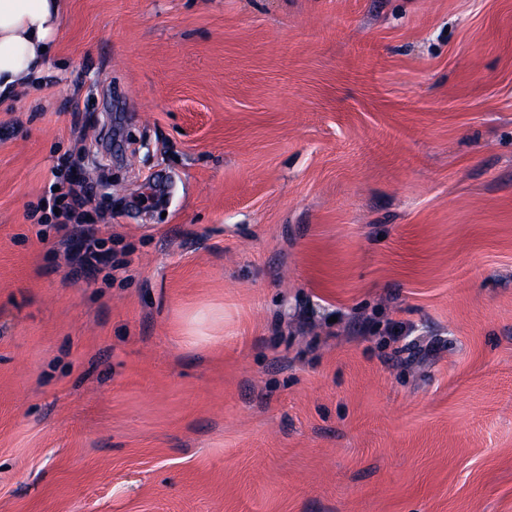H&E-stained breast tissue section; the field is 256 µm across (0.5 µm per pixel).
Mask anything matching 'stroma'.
<instances>
[{
    "label": "stroma",
    "instance_id": "35a3bbf8",
    "mask_svg": "<svg viewBox=\"0 0 512 512\" xmlns=\"http://www.w3.org/2000/svg\"><path fill=\"white\" fill-rule=\"evenodd\" d=\"M0 512H512V0H66L0 108ZM90 194V189L87 186H79V189L73 188L72 185L67 191H61L59 188L58 192L52 194L50 200H48L46 206H39L31 213V218H36L38 212L42 214L37 218V224H48L50 217H73L77 214V210L80 209L84 203L85 197ZM59 208V215L54 213V209ZM46 210L48 212H46Z\"/></svg>",
    "mask_w": 512,
    "mask_h": 512
}]
</instances>
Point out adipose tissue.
Returning <instances> with one entry per match:
<instances>
[{"label": "adipose tissue", "mask_w": 512, "mask_h": 512, "mask_svg": "<svg viewBox=\"0 0 512 512\" xmlns=\"http://www.w3.org/2000/svg\"><path fill=\"white\" fill-rule=\"evenodd\" d=\"M63 11L62 0H0V100L43 73Z\"/></svg>", "instance_id": "adipose-tissue-1"}]
</instances>
